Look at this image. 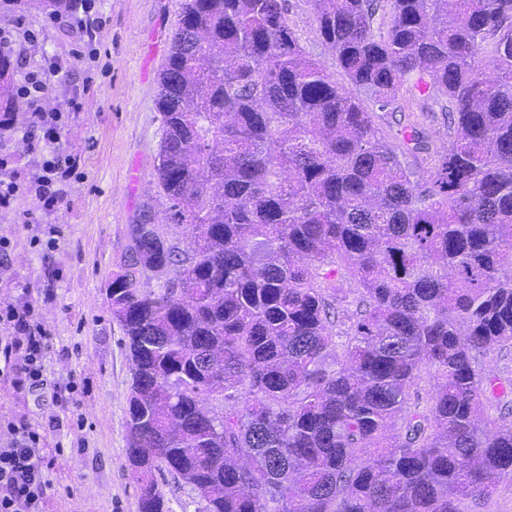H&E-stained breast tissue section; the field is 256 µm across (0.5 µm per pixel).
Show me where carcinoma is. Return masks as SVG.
<instances>
[{
    "label": "carcinoma",
    "mask_w": 512,
    "mask_h": 512,
    "mask_svg": "<svg viewBox=\"0 0 512 512\" xmlns=\"http://www.w3.org/2000/svg\"><path fill=\"white\" fill-rule=\"evenodd\" d=\"M307 2L346 85L288 0L179 3L156 183L185 240L131 225L106 289L140 512L167 473L207 512H468L512 478V377L475 356L512 348V0ZM435 105L442 153L378 123ZM289 18L291 25L297 31L300 44L309 57L320 61L333 75L338 84H347L345 77L336 67L334 56L320 36L314 14L306 0H289ZM436 118L427 120L425 122L426 127L429 129L430 134L432 135L437 150L440 152H444L448 146V128H447V119L445 117L444 112L440 111V107H435Z\"/></svg>",
    "instance_id": "carcinoma-1"
}]
</instances>
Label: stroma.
<instances>
[{"label": "stroma", "instance_id": "35a3bbf8", "mask_svg": "<svg viewBox=\"0 0 512 512\" xmlns=\"http://www.w3.org/2000/svg\"><path fill=\"white\" fill-rule=\"evenodd\" d=\"M96 20L76 40L38 0L0 11V26L32 35L20 70L55 57L63 64L44 101L53 110L72 96L64 148L76 158L64 204L51 211L26 190L0 208V303L30 304L32 320L50 338L45 382L17 386L0 380V446L8 423L46 428L55 455L46 512H139L130 478L125 417L131 362L123 332L106 298L108 281L156 197L160 115L155 110L159 69L176 28L178 0H94ZM290 23L309 57L337 83L345 78L320 36L306 0H289ZM34 213L38 223H27ZM55 248H46L48 237Z\"/></svg>", "mask_w": 512, "mask_h": 512}]
</instances>
